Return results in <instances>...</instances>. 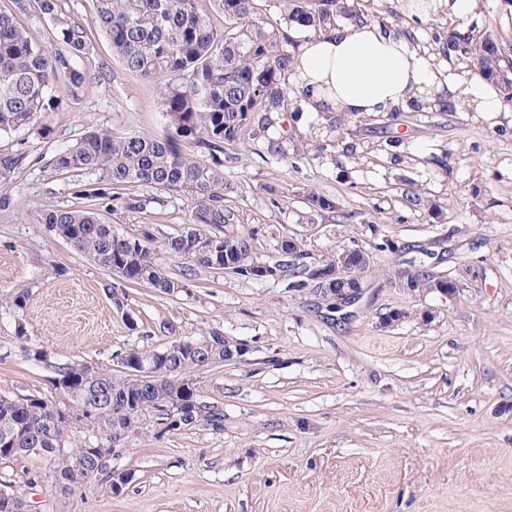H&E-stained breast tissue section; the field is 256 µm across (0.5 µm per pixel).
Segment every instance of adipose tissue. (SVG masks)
I'll return each mask as SVG.
<instances>
[{
    "mask_svg": "<svg viewBox=\"0 0 512 512\" xmlns=\"http://www.w3.org/2000/svg\"><path fill=\"white\" fill-rule=\"evenodd\" d=\"M289 83L301 110L318 114L372 116L418 101L465 107L494 124L512 111L490 81L458 72L413 44L408 32L377 23L341 22L330 32L301 36Z\"/></svg>",
    "mask_w": 512,
    "mask_h": 512,
    "instance_id": "1",
    "label": "adipose tissue"
}]
</instances>
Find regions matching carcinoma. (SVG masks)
Segmentation results:
<instances>
[{
	"label": "carcinoma",
	"mask_w": 512,
	"mask_h": 512,
	"mask_svg": "<svg viewBox=\"0 0 512 512\" xmlns=\"http://www.w3.org/2000/svg\"><path fill=\"white\" fill-rule=\"evenodd\" d=\"M14 10L0 11V135L30 130L59 108L53 88L66 82L72 93L86 86L79 68L89 50L90 27L99 29L127 70L159 87L167 119L159 136H114L100 129L83 133L55 153L49 166L56 172L83 173L91 180L75 183L83 205L74 209L48 206L39 223L109 271L119 267L128 286L146 285L177 297L190 285L171 277L147 231L119 232L102 220L101 209L117 202L140 213L153 198L128 188L157 186L191 196V213L176 234L163 242V252L193 267L222 270L254 280L255 264H267V280L285 272L296 281L290 288L316 286V269L336 267V256L309 261L293 238L276 241L272 255L258 257L261 230L242 228L236 211L225 204L224 159L228 147L245 134H265L275 125L272 114L288 108L289 77L294 70L291 33L319 31L338 22H383L367 9L366 0H92L91 23L74 20L67 0H13ZM279 9L278 21L267 11ZM46 19L55 27L60 49L48 52L34 44L17 15ZM221 14L224 28L212 17ZM434 41L457 53L471 71L493 81L512 102V46L472 27L465 33L440 26ZM191 143L194 154L181 149ZM20 154L0 157V188L22 163ZM308 208L324 216L336 214L332 197L310 192ZM414 292H427L448 276L424 260L412 262ZM114 362L157 365L168 374L139 378L112 368L90 370L87 363L55 366L57 379L70 387L69 403L48 398L0 396V446L15 457L34 455L53 460V480L67 482L66 495L96 467L91 440L112 443V436L131 424L141 427L153 417L156 436L202 426L224 431V406L198 398L192 371L201 364L224 362V333L213 330L194 339H174L149 350L128 348ZM90 437L72 444L80 425Z\"/></svg>",
	"instance_id": "carcinoma-1"
}]
</instances>
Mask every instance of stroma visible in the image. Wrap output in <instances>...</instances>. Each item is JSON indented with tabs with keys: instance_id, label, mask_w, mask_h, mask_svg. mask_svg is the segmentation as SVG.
<instances>
[{
	"instance_id": "35a3bbf8",
	"label": "stroma",
	"mask_w": 512,
	"mask_h": 512,
	"mask_svg": "<svg viewBox=\"0 0 512 512\" xmlns=\"http://www.w3.org/2000/svg\"><path fill=\"white\" fill-rule=\"evenodd\" d=\"M469 23L512 44V0H479ZM90 38L79 66L91 87L75 96L59 83L47 134L0 135V153L26 156L5 188L13 205L0 211V395L54 400L55 364L107 365L128 347L212 330L248 350L194 372L202 399L224 406L223 433L139 434L113 461L133 474L120 494L93 476L61 495L52 462L34 455L0 465L29 512H512V117L493 126L472 112L409 106L345 115L335 147L318 155L303 148L325 136V119L286 117L228 149L224 196L241 224L262 228L261 251L291 236L317 259L342 246L368 252L365 293L345 325L323 317L310 289L191 271L170 255L163 267L188 279L189 293L130 287L117 305L112 274L38 221L43 206L81 205L73 177L49 166L57 151L93 129L165 131L156 83L126 70L99 30ZM387 122L402 141L398 164L370 151ZM272 139L284 159L268 153ZM408 188L438 211L409 207ZM312 191L349 219L311 212ZM138 192L161 201L103 216L130 233L149 228L159 243L193 205ZM420 259L458 281L454 297L390 283ZM392 309L409 319L385 327Z\"/></svg>"
}]
</instances>
